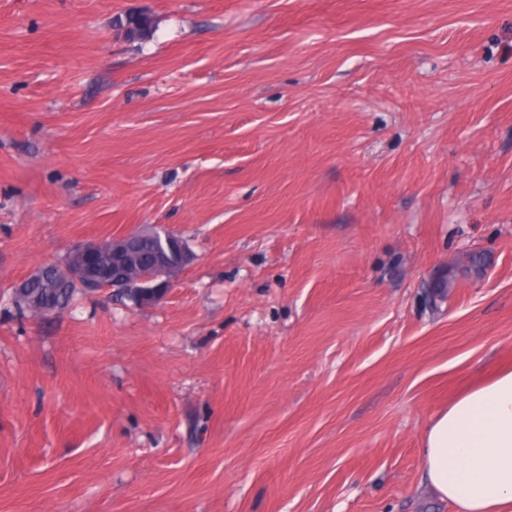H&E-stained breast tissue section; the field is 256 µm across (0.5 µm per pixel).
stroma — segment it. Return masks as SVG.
<instances>
[{"instance_id": "1", "label": "stroma", "mask_w": 512, "mask_h": 512, "mask_svg": "<svg viewBox=\"0 0 512 512\" xmlns=\"http://www.w3.org/2000/svg\"><path fill=\"white\" fill-rule=\"evenodd\" d=\"M155 225L165 302L13 303ZM505 368L512 0H0V512H454L424 431ZM119 25L131 41L145 40L151 35L153 29V21L148 13L129 14L124 20H119Z\"/></svg>"}]
</instances>
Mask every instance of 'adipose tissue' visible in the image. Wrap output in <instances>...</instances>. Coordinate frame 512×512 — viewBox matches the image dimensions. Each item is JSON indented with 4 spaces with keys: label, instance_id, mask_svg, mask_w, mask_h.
Returning <instances> with one entry per match:
<instances>
[{
    "label": "adipose tissue",
    "instance_id": "ef3b65f1",
    "mask_svg": "<svg viewBox=\"0 0 512 512\" xmlns=\"http://www.w3.org/2000/svg\"><path fill=\"white\" fill-rule=\"evenodd\" d=\"M420 464L426 483L454 512H512V369L431 420Z\"/></svg>",
    "mask_w": 512,
    "mask_h": 512
}]
</instances>
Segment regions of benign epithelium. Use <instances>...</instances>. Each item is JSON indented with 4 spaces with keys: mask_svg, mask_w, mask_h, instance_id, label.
<instances>
[{
    "mask_svg": "<svg viewBox=\"0 0 512 512\" xmlns=\"http://www.w3.org/2000/svg\"><path fill=\"white\" fill-rule=\"evenodd\" d=\"M153 235L164 241L152 249L139 246L140 234L131 233L111 242L88 240L73 249L76 263L67 275L87 293L122 292L126 297L146 295L158 304L175 286L181 267L174 257L184 255L180 236L165 228H155ZM112 247V266L101 264L106 247Z\"/></svg>",
    "mask_w": 512,
    "mask_h": 512,
    "instance_id": "benign-epithelium-1",
    "label": "benign epithelium"
}]
</instances>
